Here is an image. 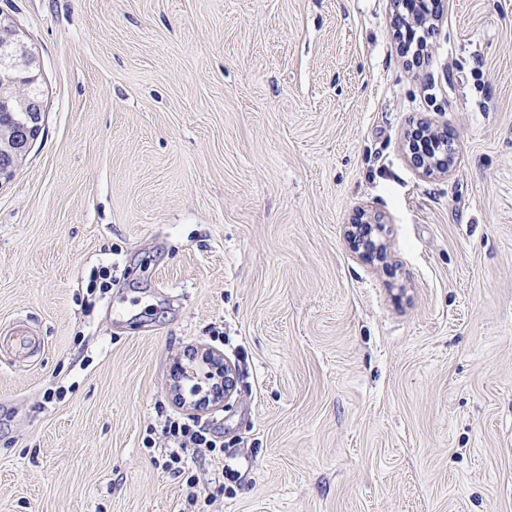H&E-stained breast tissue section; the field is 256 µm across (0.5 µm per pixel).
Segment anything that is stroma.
Segmentation results:
<instances>
[{"label": "stroma", "mask_w": 512, "mask_h": 512, "mask_svg": "<svg viewBox=\"0 0 512 512\" xmlns=\"http://www.w3.org/2000/svg\"><path fill=\"white\" fill-rule=\"evenodd\" d=\"M392 13L0 0L44 104L0 179V512H180L154 460L202 347L236 372L197 414L238 472L209 512H512V0H443L420 67ZM412 140L410 148L418 158L425 160L433 156L436 150L435 144L424 131L420 129L414 130ZM415 155L412 153L414 163L418 165L419 168H423V171L428 175L447 174L451 168V159L448 161V152L446 151L440 152L438 155L429 158L423 163L419 161ZM360 221L351 224L348 230V239L351 247L361 254L362 257L371 260H383L384 259V243L378 239L373 240L369 235L365 236L361 232H358L360 224H369L368 221H363V217H359Z\"/></svg>", "instance_id": "stroma-1"}]
</instances>
